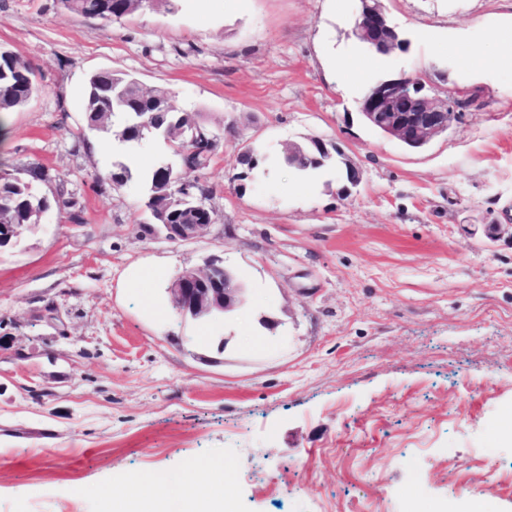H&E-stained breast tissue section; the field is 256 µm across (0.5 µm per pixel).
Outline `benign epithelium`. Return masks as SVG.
Returning <instances> with one entry per match:
<instances>
[{
  "mask_svg": "<svg viewBox=\"0 0 512 512\" xmlns=\"http://www.w3.org/2000/svg\"><path fill=\"white\" fill-rule=\"evenodd\" d=\"M355 22L357 38L380 54H390L402 45V39L382 7L380 0H359ZM363 118L385 134L404 144L419 147L450 127L457 117L456 102L433 97L425 85L404 74L378 84L361 103ZM167 239L188 242L204 228L202 224H165ZM223 264L214 259L213 272L191 270L174 281L170 289L174 304L183 315L199 317L214 312L227 313L243 302V288L235 276L224 270V279L215 271Z\"/></svg>",
  "mask_w": 512,
  "mask_h": 512,
  "instance_id": "1",
  "label": "benign epithelium"
}]
</instances>
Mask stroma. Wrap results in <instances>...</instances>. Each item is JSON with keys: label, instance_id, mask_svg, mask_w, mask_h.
<instances>
[{"label": "stroma", "instance_id": "obj_1", "mask_svg": "<svg viewBox=\"0 0 512 512\" xmlns=\"http://www.w3.org/2000/svg\"><path fill=\"white\" fill-rule=\"evenodd\" d=\"M382 5L408 47L373 65L359 0H177L111 23L0 0V47L38 86L0 169L44 167L52 201L0 248V512H124L157 473L169 512L191 473L233 512H512V235H486L512 225V67L461 61L512 0ZM101 68L222 134L180 171L211 191L194 240L168 241L109 179L115 143L83 128ZM400 73L458 103L418 149L358 112ZM312 139L360 170L352 193L336 167L301 189L283 155ZM211 258L243 304L179 315L168 280ZM144 267L166 272L147 297L127 286Z\"/></svg>", "mask_w": 512, "mask_h": 512}]
</instances>
